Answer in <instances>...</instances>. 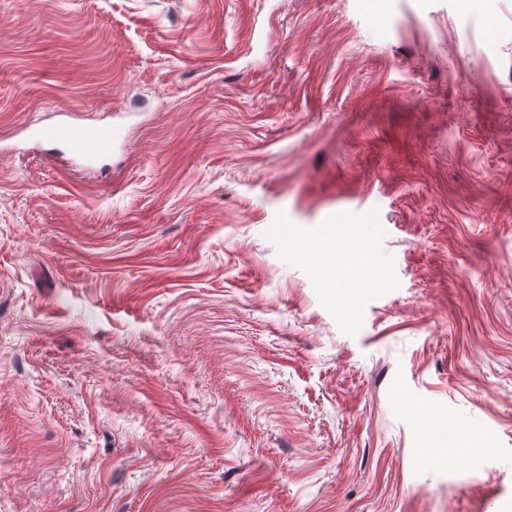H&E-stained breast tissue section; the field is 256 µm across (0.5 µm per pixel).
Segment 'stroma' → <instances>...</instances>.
Listing matches in <instances>:
<instances>
[{
  "mask_svg": "<svg viewBox=\"0 0 512 512\" xmlns=\"http://www.w3.org/2000/svg\"><path fill=\"white\" fill-rule=\"evenodd\" d=\"M0 512H512V0H0ZM119 131L109 124L62 121L39 127L33 137L42 143L61 146L70 156L90 158L112 153Z\"/></svg>",
  "mask_w": 512,
  "mask_h": 512,
  "instance_id": "obj_1",
  "label": "stroma"
}]
</instances>
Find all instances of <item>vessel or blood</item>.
<instances>
[{
	"label": "vessel or blood",
	"instance_id": "1",
	"mask_svg": "<svg viewBox=\"0 0 512 512\" xmlns=\"http://www.w3.org/2000/svg\"><path fill=\"white\" fill-rule=\"evenodd\" d=\"M33 136L39 142L63 147L69 155L90 158L110 154L119 132L109 124L67 120L37 128Z\"/></svg>",
	"mask_w": 512,
	"mask_h": 512
}]
</instances>
